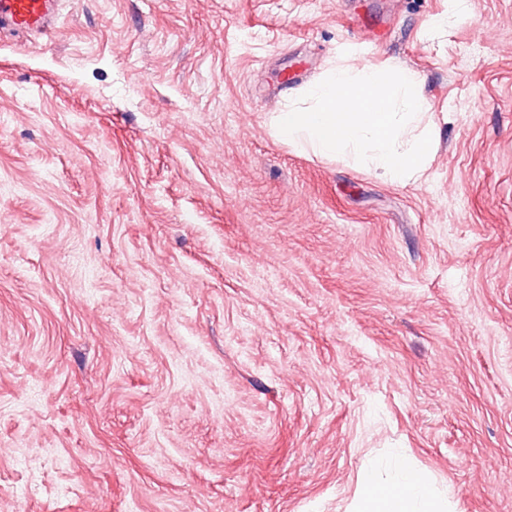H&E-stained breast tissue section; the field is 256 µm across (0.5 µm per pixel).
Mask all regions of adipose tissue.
Returning a JSON list of instances; mask_svg holds the SVG:
<instances>
[{
    "mask_svg": "<svg viewBox=\"0 0 512 512\" xmlns=\"http://www.w3.org/2000/svg\"><path fill=\"white\" fill-rule=\"evenodd\" d=\"M396 479L378 485L374 473H366L358 494L364 504L362 512H444L430 474L414 467L404 457H395Z\"/></svg>",
    "mask_w": 512,
    "mask_h": 512,
    "instance_id": "adipose-tissue-1",
    "label": "adipose tissue"
}]
</instances>
